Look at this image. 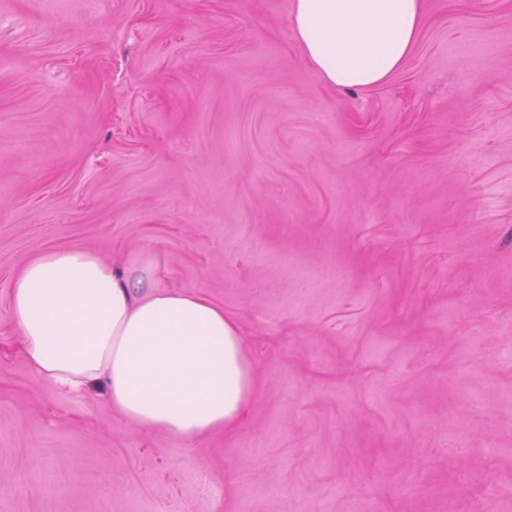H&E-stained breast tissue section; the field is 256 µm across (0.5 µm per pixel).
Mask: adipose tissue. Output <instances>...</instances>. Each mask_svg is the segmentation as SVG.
I'll return each instance as SVG.
<instances>
[{
	"label": "adipose tissue",
	"mask_w": 512,
	"mask_h": 512,
	"mask_svg": "<svg viewBox=\"0 0 512 512\" xmlns=\"http://www.w3.org/2000/svg\"><path fill=\"white\" fill-rule=\"evenodd\" d=\"M422 0H293L304 59L327 83L369 88L401 68ZM8 312L27 366L59 389L104 384L124 420L187 442L233 433L254 398L241 329L185 289L143 292L94 251H38L15 275Z\"/></svg>",
	"instance_id": "1"
}]
</instances>
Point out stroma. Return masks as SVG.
<instances>
[{"label":"stroma","mask_w":512,"mask_h":512,"mask_svg":"<svg viewBox=\"0 0 512 512\" xmlns=\"http://www.w3.org/2000/svg\"><path fill=\"white\" fill-rule=\"evenodd\" d=\"M293 0H0V512H512V0L327 84ZM81 246L223 307L236 432L146 434L7 313Z\"/></svg>","instance_id":"1"}]
</instances>
